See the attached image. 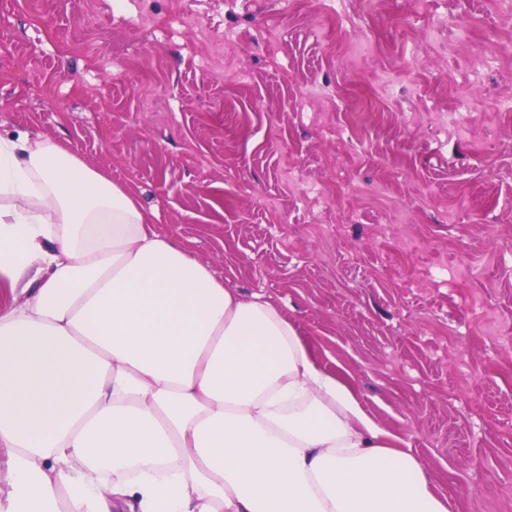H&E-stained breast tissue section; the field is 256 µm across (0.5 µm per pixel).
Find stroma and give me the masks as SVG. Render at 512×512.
I'll use <instances>...</instances> for the list:
<instances>
[{"mask_svg": "<svg viewBox=\"0 0 512 512\" xmlns=\"http://www.w3.org/2000/svg\"><path fill=\"white\" fill-rule=\"evenodd\" d=\"M20 134L275 303L449 512H512V0H0Z\"/></svg>", "mask_w": 512, "mask_h": 512, "instance_id": "stroma-1", "label": "stroma"}]
</instances>
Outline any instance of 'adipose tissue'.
<instances>
[{
    "label": "adipose tissue",
    "mask_w": 512,
    "mask_h": 512,
    "mask_svg": "<svg viewBox=\"0 0 512 512\" xmlns=\"http://www.w3.org/2000/svg\"><path fill=\"white\" fill-rule=\"evenodd\" d=\"M0 512H448L411 450L136 196L0 135Z\"/></svg>",
    "instance_id": "adipose-tissue-1"
}]
</instances>
